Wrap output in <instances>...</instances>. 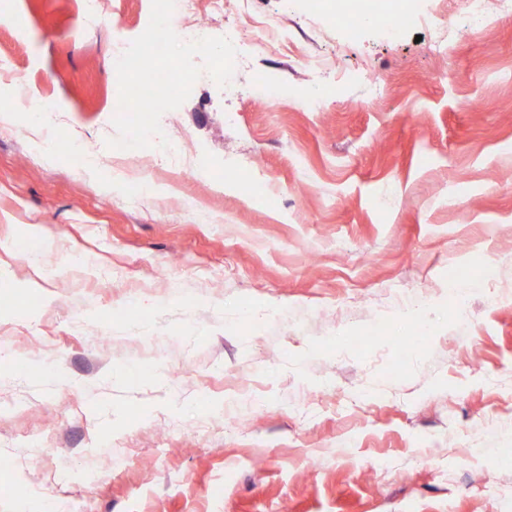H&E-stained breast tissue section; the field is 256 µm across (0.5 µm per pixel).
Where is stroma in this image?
<instances>
[{"instance_id":"stroma-1","label":"stroma","mask_w":512,"mask_h":512,"mask_svg":"<svg viewBox=\"0 0 512 512\" xmlns=\"http://www.w3.org/2000/svg\"><path fill=\"white\" fill-rule=\"evenodd\" d=\"M427 12L119 112L177 0H0V512H512V10Z\"/></svg>"}]
</instances>
